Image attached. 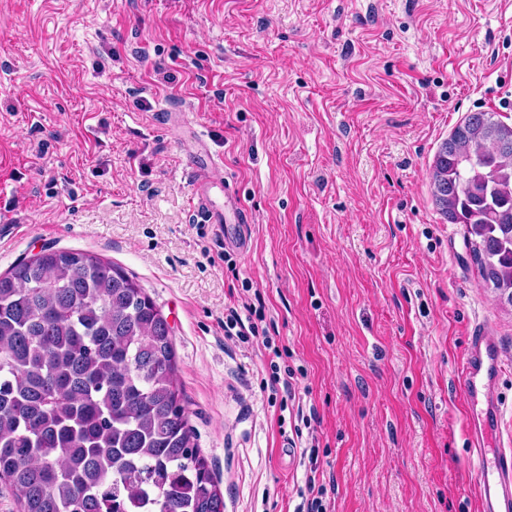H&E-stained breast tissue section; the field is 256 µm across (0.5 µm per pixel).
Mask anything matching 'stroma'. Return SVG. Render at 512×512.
Returning <instances> with one entry per match:
<instances>
[{
	"label": "stroma",
	"mask_w": 512,
	"mask_h": 512,
	"mask_svg": "<svg viewBox=\"0 0 512 512\" xmlns=\"http://www.w3.org/2000/svg\"><path fill=\"white\" fill-rule=\"evenodd\" d=\"M473 112L512 125V0H0V273L51 248L136 278L224 512H294L311 474L331 512H480L460 366L497 338L512 454V305L431 194ZM202 184L246 223H203ZM248 315L245 317V321L235 307L225 308L224 312V337L227 339H233L234 336L241 342H248L250 336H259L258 324L255 319L262 322L261 310L252 307L246 308ZM255 317V318H254Z\"/></svg>",
	"instance_id": "35a3bbf8"
}]
</instances>
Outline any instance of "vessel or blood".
<instances>
[{"mask_svg":"<svg viewBox=\"0 0 512 512\" xmlns=\"http://www.w3.org/2000/svg\"><path fill=\"white\" fill-rule=\"evenodd\" d=\"M502 372L501 349L483 329L467 338L459 378L480 467L476 489L482 512H512V462L502 454L488 455L486 446L498 428L499 404L490 389Z\"/></svg>","mask_w":512,"mask_h":512,"instance_id":"b4317fda","label":"vessel or blood"}]
</instances>
